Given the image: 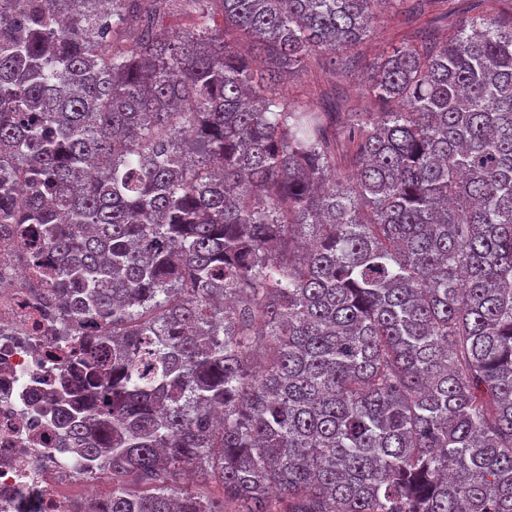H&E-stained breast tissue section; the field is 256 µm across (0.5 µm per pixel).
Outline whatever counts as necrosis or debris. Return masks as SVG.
<instances>
[{
  "instance_id": "4bbe7bcc",
  "label": "necrosis or debris",
  "mask_w": 512,
  "mask_h": 512,
  "mask_svg": "<svg viewBox=\"0 0 512 512\" xmlns=\"http://www.w3.org/2000/svg\"><path fill=\"white\" fill-rule=\"evenodd\" d=\"M70 342L26 246L0 229V512H78L81 475L52 424L65 373L54 351Z\"/></svg>"
}]
</instances>
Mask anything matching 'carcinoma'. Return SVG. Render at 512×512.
<instances>
[{"instance_id":"cac0c4a2","label":"carcinoma","mask_w":512,"mask_h":512,"mask_svg":"<svg viewBox=\"0 0 512 512\" xmlns=\"http://www.w3.org/2000/svg\"><path fill=\"white\" fill-rule=\"evenodd\" d=\"M172 2L0 0V225L91 328L86 512H512V17L394 46L342 121L279 81L387 0ZM171 16H167L163 23V27H168L169 25H177V24H185L189 22V18L196 16L199 13L200 5L198 2L192 1H176L172 5Z\"/></svg>"}]
</instances>
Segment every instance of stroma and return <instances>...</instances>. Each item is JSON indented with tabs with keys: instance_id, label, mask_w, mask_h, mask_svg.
Returning a JSON list of instances; mask_svg holds the SVG:
<instances>
[{
	"instance_id": "stroma-1",
	"label": "stroma",
	"mask_w": 512,
	"mask_h": 512,
	"mask_svg": "<svg viewBox=\"0 0 512 512\" xmlns=\"http://www.w3.org/2000/svg\"><path fill=\"white\" fill-rule=\"evenodd\" d=\"M438 9L430 0L416 7L414 0H406L403 9L386 8L374 21L360 50L342 63H334L332 56L314 55L306 59L299 71L285 82L283 94L288 103L303 102L316 107L328 106L332 98L343 101L344 111L370 112L374 106L364 94L366 66L392 46L405 40H418L423 30H430L435 41L452 37L458 22L467 14L465 0H457L448 14L447 24L428 29L427 22Z\"/></svg>"
}]
</instances>
